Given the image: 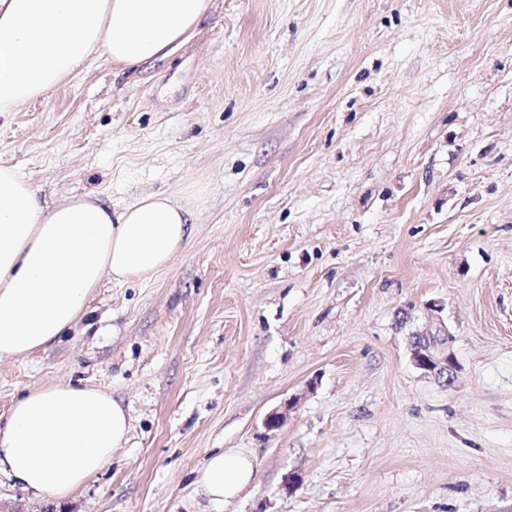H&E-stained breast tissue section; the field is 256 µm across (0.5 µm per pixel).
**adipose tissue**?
I'll return each mask as SVG.
<instances>
[{
	"instance_id": "ef3b65f1",
	"label": "adipose tissue",
	"mask_w": 512,
	"mask_h": 512,
	"mask_svg": "<svg viewBox=\"0 0 512 512\" xmlns=\"http://www.w3.org/2000/svg\"><path fill=\"white\" fill-rule=\"evenodd\" d=\"M213 0H0V112L45 95L91 57L125 69L163 58L194 36ZM193 234L188 211L147 194L119 208L87 195L48 203L0 161V359L50 345L87 312L104 278L151 279ZM129 419L111 394L71 382L32 388L0 426V472L34 495L64 499L125 441ZM250 457L212 453L198 476L216 503L254 478Z\"/></svg>"
}]
</instances>
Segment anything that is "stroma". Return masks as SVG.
I'll return each mask as SVG.
<instances>
[{
    "label": "stroma",
    "instance_id": "1",
    "mask_svg": "<svg viewBox=\"0 0 512 512\" xmlns=\"http://www.w3.org/2000/svg\"><path fill=\"white\" fill-rule=\"evenodd\" d=\"M0 159L48 201L147 193L194 238L104 279L28 389L102 387L121 448L23 512H512V0H214L167 57L101 58L16 111ZM445 327L452 382L412 360ZM285 411L282 426L267 415ZM250 456L228 503L208 456ZM250 457L233 449L212 453L199 473L198 484L216 503L234 499L254 478Z\"/></svg>",
    "mask_w": 512,
    "mask_h": 512
}]
</instances>
